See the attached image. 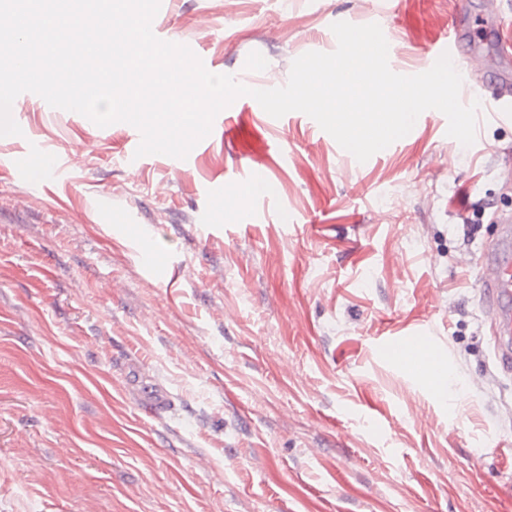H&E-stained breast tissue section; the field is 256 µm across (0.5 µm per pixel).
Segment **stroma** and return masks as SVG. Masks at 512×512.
I'll list each match as a JSON object with an SVG mask.
<instances>
[{"label":"stroma","instance_id":"stroma-1","mask_svg":"<svg viewBox=\"0 0 512 512\" xmlns=\"http://www.w3.org/2000/svg\"><path fill=\"white\" fill-rule=\"evenodd\" d=\"M161 0L158 38L208 71L285 85L333 23L379 24L422 67L458 4ZM183 160L132 125L31 106L69 164L28 193L0 173V512H512V378L478 263L512 207V123L474 144L425 113L366 162L306 114L235 100ZM268 189L225 202L226 178ZM148 234L161 279L141 260ZM422 325L448 371L384 358ZM170 392L137 404L128 375ZM139 400L143 409L158 413L170 406L171 396L164 389H148L142 392Z\"/></svg>","mask_w":512,"mask_h":512}]
</instances>
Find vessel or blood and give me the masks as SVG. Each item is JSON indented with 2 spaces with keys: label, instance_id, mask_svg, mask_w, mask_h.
Instances as JSON below:
<instances>
[{
  "label": "vessel or blood",
  "instance_id": "vessel-or-blood-1",
  "mask_svg": "<svg viewBox=\"0 0 512 512\" xmlns=\"http://www.w3.org/2000/svg\"><path fill=\"white\" fill-rule=\"evenodd\" d=\"M474 22L466 7H458L448 32L430 50L431 59L449 53L458 72L473 80L493 75L498 93L493 99L497 108L493 120L512 117V53L504 48L489 50L471 41ZM498 235L485 252L480 269L481 302L490 316V344L500 371L512 375V212L496 216ZM383 357L408 361L423 368L432 352V338L426 327L409 329L401 334L384 337L378 344Z\"/></svg>",
  "mask_w": 512,
  "mask_h": 512
}]
</instances>
